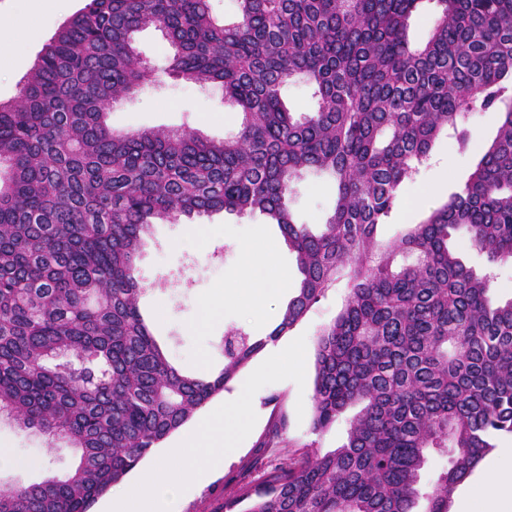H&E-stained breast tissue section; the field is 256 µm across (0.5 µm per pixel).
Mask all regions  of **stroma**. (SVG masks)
<instances>
[{"label": "stroma", "instance_id": "35a3bbf8", "mask_svg": "<svg viewBox=\"0 0 512 512\" xmlns=\"http://www.w3.org/2000/svg\"><path fill=\"white\" fill-rule=\"evenodd\" d=\"M68 19L67 14L52 18L49 29L23 42L14 41L7 30L0 29V101L14 99L21 78L54 31ZM135 46L141 61L158 69L157 81L147 84L132 97L115 105L108 114L114 131L164 128L179 130L191 127L205 137L222 139L237 130L241 115L224 102L221 84L207 87L175 80L163 75L172 48L163 32L145 28L135 35ZM495 111L470 112L464 124L473 144L472 151L459 152L454 140L439 136L433 144L431 160L415 181L402 184L399 201L388 222L377 228L380 244L388 245L401 238L415 224L430 214L431 208L447 202L450 194L465 182L473 171L479 155L477 149L491 142L500 124ZM438 180L439 191L431 208L408 212L409 199L419 184ZM336 202V185L329 178L306 177L295 185L292 209L297 223L312 231L321 230ZM274 245L273 258L288 273V287L256 297L265 309V318L250 315L241 305L229 302L222 315L204 323L202 305L221 288L237 285L236 275L242 267L246 249ZM137 266L148 286L140 298L145 313H152L154 303H162L163 319L156 330L172 361L183 371L194 374L202 357H209L213 367L224 363V336L241 329L254 337L266 336L279 322L293 288L299 282L295 255L283 242L277 225L266 223L260 215L236 216L217 213L197 220L180 218L171 223L160 221L152 225L140 249ZM347 295L345 283H337L324 298L285 335V342L304 337L306 345L305 381L296 384L284 380L263 386L255 406L257 422L241 443L238 451L225 459L223 467L204 486L189 492L181 512H214L241 478L260 481L262 473L254 469L257 457L278 464L287 461L291 452L303 449L325 452L340 447L346 440L348 417H341L328 431L316 434L311 430L312 399L315 376V348L319 331L341 310ZM287 422L285 440L277 448L262 449L273 418ZM0 447L22 459V466L0 470V482L27 485L55 476L70 468L77 460L74 448L62 441L52 442L34 431L19 429L8 419L0 418ZM512 468V437L498 439L496 448L475 468L457 488L449 504V512H482L481 484L490 470Z\"/></svg>", "mask_w": 512, "mask_h": 512}]
</instances>
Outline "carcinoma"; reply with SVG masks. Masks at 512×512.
I'll return each instance as SVG.
<instances>
[{
	"mask_svg": "<svg viewBox=\"0 0 512 512\" xmlns=\"http://www.w3.org/2000/svg\"><path fill=\"white\" fill-rule=\"evenodd\" d=\"M236 2L225 23L209 0H86L0 102V408L78 452L61 476L0 484V512H89L341 280L344 305L316 341L312 431L355 408L347 441L239 481L220 512H448L512 435V298L493 302L491 274L449 246L462 233L489 266L512 260V0H433L418 45L422 0ZM148 26L173 49L164 73L224 87L237 132L112 130V105L156 79L134 46ZM292 80L313 111L282 103ZM475 109L503 121L467 181L378 245L437 136L468 149L461 117ZM308 172L336 183L318 233L290 208ZM219 211L277 225L300 281L266 336L224 337L206 378L155 338L136 259L155 220ZM447 449L450 466L422 486L428 452ZM434 4L423 2L418 12L414 15L410 28V38L415 43H421L427 39L433 24Z\"/></svg>",
	"mask_w": 512,
	"mask_h": 512,
	"instance_id": "obj_1",
	"label": "carcinoma"
}]
</instances>
